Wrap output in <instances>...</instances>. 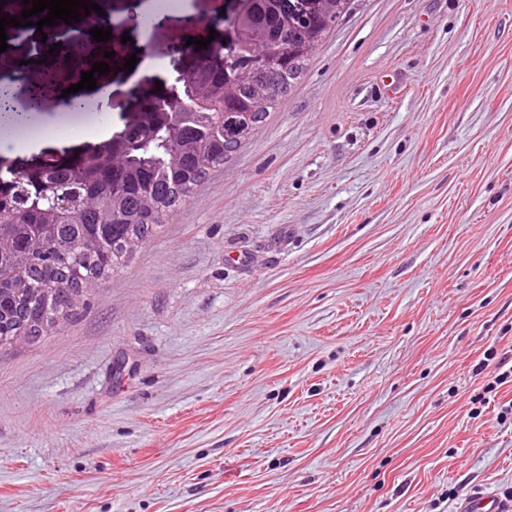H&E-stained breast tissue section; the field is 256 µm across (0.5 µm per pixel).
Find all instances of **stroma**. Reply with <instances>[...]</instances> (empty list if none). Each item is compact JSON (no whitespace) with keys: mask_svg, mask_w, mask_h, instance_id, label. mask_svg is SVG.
<instances>
[{"mask_svg":"<svg viewBox=\"0 0 512 512\" xmlns=\"http://www.w3.org/2000/svg\"><path fill=\"white\" fill-rule=\"evenodd\" d=\"M238 0H190L154 43ZM0 166L105 140L80 41ZM50 122L85 142L30 147ZM512 0H351L251 142L0 351V512H459L512 493Z\"/></svg>","mask_w":512,"mask_h":512,"instance_id":"stroma-1","label":"stroma"}]
</instances>
